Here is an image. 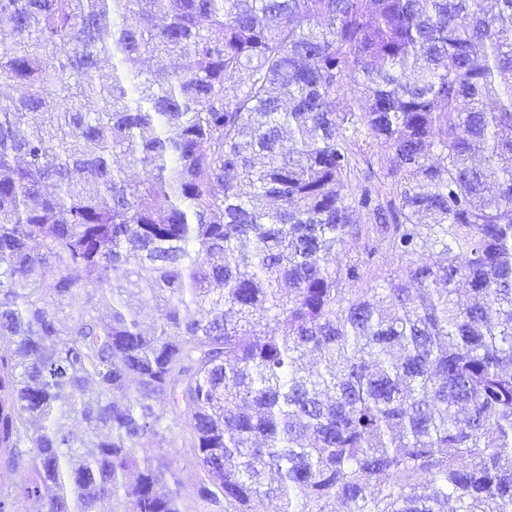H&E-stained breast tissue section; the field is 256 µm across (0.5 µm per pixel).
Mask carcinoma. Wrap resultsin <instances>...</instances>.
Here are the masks:
<instances>
[{
	"label": "carcinoma",
	"mask_w": 512,
	"mask_h": 512,
	"mask_svg": "<svg viewBox=\"0 0 512 512\" xmlns=\"http://www.w3.org/2000/svg\"><path fill=\"white\" fill-rule=\"evenodd\" d=\"M495 3L0 0V512H507Z\"/></svg>",
	"instance_id": "carcinoma-1"
}]
</instances>
